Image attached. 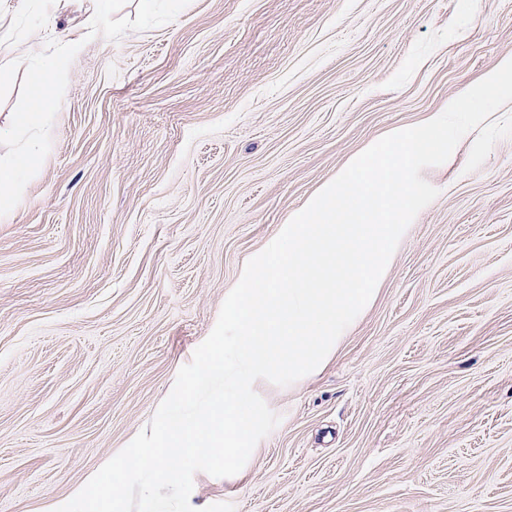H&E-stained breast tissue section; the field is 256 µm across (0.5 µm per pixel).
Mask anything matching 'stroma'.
I'll list each match as a JSON object with an SVG mask.
<instances>
[{
  "label": "stroma",
  "instance_id": "1",
  "mask_svg": "<svg viewBox=\"0 0 512 512\" xmlns=\"http://www.w3.org/2000/svg\"><path fill=\"white\" fill-rule=\"evenodd\" d=\"M93 0H0V60L81 42L51 147L0 216V512H47L152 419L248 257L325 179L512 54V0H190L119 41ZM438 197L279 425L235 512H512V137Z\"/></svg>",
  "mask_w": 512,
  "mask_h": 512
}]
</instances>
